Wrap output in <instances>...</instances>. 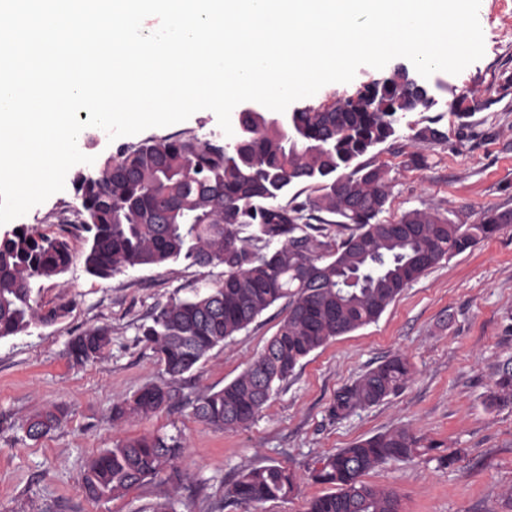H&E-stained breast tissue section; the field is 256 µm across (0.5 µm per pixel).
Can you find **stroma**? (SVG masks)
<instances>
[{
	"mask_svg": "<svg viewBox=\"0 0 512 512\" xmlns=\"http://www.w3.org/2000/svg\"><path fill=\"white\" fill-rule=\"evenodd\" d=\"M479 21L483 57L460 74L428 78L434 105L407 115L372 153L393 178L384 219L432 207L453 223L472 224L482 210H512V0H481ZM455 86L472 88L480 110L458 118L449 108ZM429 124L443 132L441 142L415 140V129ZM185 131L202 141L226 139L209 110L146 134ZM413 153L426 155L427 166H407ZM73 202L69 184L21 222L57 233L61 212ZM87 238L71 230L70 269L34 291L44 307L68 304L67 316L0 339V512H149L164 499L176 512H306L311 499L330 491L310 477L319 459L397 429L456 456L448 467L421 456L366 475V482L399 493L401 512H512V405L496 408L487 399L499 363L512 355V224L426 271L376 322L311 353L254 421L226 430L196 419L192 403L245 370L276 333L284 303L173 380L141 341L139 326L171 300L220 281L223 267L180 260L102 280L84 269ZM98 325L109 327L110 345L95 361L74 364L69 340ZM398 353L412 365L399 394L345 419L331 414L340 388ZM163 383L172 395L168 406L113 429V402ZM54 405L68 407L67 422L41 440L28 439L23 423ZM140 435L180 440V483L162 475L115 498L89 499L83 476L90 461ZM273 463L296 473L293 494L256 506L233 501L228 490L241 472Z\"/></svg>",
	"mask_w": 512,
	"mask_h": 512,
	"instance_id": "obj_1",
	"label": "stroma"
}]
</instances>
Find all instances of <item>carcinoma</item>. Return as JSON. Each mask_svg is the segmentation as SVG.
Here are the masks:
<instances>
[{
  "label": "carcinoma",
  "mask_w": 512,
  "mask_h": 512,
  "mask_svg": "<svg viewBox=\"0 0 512 512\" xmlns=\"http://www.w3.org/2000/svg\"><path fill=\"white\" fill-rule=\"evenodd\" d=\"M433 99L419 75L396 67L355 94L278 114L241 112L234 138L222 145L197 137H150L106 158L73 181L79 223L89 233L86 271L109 279L135 267L162 268L181 258L200 267H224L223 279L191 298L155 310L139 326L158 364L176 379L209 352L248 329L277 302L287 314L248 367L224 388L192 403L194 416L218 429L257 417L296 367L331 339L375 322L422 273L443 259L512 224V210H487L474 224H455L437 209H414L383 220L391 178L384 164L360 158L396 134L410 112ZM451 109H476L470 89L453 93ZM310 183L315 195L282 197ZM346 236L328 250L322 214ZM67 231L36 233L25 225L0 236V339L66 316L65 305L42 308L36 284L66 273L73 263ZM360 284L348 287L346 277ZM110 342L95 327L74 337L68 354L93 361ZM407 358L394 355L336 393L331 413L343 419L397 394L408 380ZM491 405H512V357L495 373ZM171 400L163 385H149L112 405V426L147 416ZM68 409L56 405L29 418L26 437L37 441L60 428ZM181 445L173 437L125 439L89 464L88 497L100 500L169 472L180 479ZM420 454L403 429L362 439L320 461L311 478L334 491L312 499L307 512H399L400 497L364 481L388 462ZM293 472L271 464L241 473L229 495L260 504L292 494Z\"/></svg>",
  "instance_id": "carcinoma-1"
}]
</instances>
